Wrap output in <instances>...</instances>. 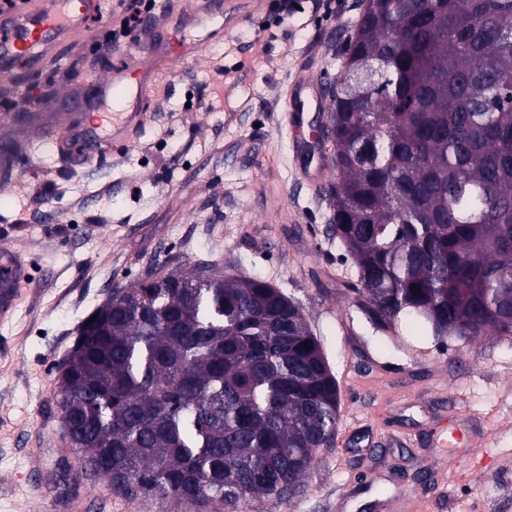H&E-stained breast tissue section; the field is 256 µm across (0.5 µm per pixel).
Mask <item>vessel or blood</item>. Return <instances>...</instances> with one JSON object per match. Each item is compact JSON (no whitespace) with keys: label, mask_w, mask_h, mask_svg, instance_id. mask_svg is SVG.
Returning a JSON list of instances; mask_svg holds the SVG:
<instances>
[{"label":"vessel or blood","mask_w":512,"mask_h":512,"mask_svg":"<svg viewBox=\"0 0 512 512\" xmlns=\"http://www.w3.org/2000/svg\"><path fill=\"white\" fill-rule=\"evenodd\" d=\"M102 0H38L36 7L0 15V68L9 70L25 65L30 73L40 71L43 59L71 40L85 25L86 19L101 7ZM237 0H203L202 4L186 11L185 21L201 24L202 20L233 18ZM157 28L149 24L144 37L123 63L112 72L93 77L100 97L108 103L116 102L121 112L110 131H102L100 124L90 121L86 113H78L62 126H51L43 133L50 142L58 160L66 166H89L102 162L111 155L113 147L131 143L132 134L151 117L147 92L156 78V71L146 65L149 57L167 56L178 62L195 52L196 42L181 35H171L166 44H158ZM325 101L310 81L302 80L289 88L283 104L288 114V127L293 131V152L303 159L313 177L326 179L329 167L316 151L317 133L313 113L323 111ZM30 263L12 243L0 239V322L11 317L15 303L30 276Z\"/></svg>","instance_id":"vessel-or-blood-1"}]
</instances>
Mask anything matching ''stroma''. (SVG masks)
<instances>
[{
	"instance_id": "obj_1",
	"label": "stroma",
	"mask_w": 512,
	"mask_h": 512,
	"mask_svg": "<svg viewBox=\"0 0 512 512\" xmlns=\"http://www.w3.org/2000/svg\"><path fill=\"white\" fill-rule=\"evenodd\" d=\"M128 3L109 0L29 82L34 120L15 125L0 111V144L40 156L0 170V236L34 262L0 324V512H185L90 484L53 405L78 327L113 289L200 264L276 285L302 309L339 382L334 446L318 450L294 489L250 512H395L418 495L420 512H512V336L399 341L374 330L352 259L326 231L328 188L302 181L282 132L290 83L336 75L361 0L318 11L299 0L282 21L240 5L243 21L159 75L152 117L129 151L65 168L40 128L95 103L90 78L114 57L99 50V29ZM456 425L467 446L441 447Z\"/></svg>"
}]
</instances>
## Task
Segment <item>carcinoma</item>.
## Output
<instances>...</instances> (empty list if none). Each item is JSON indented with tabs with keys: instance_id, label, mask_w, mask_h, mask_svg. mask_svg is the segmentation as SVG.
Listing matches in <instances>:
<instances>
[{
	"instance_id": "carcinoma-1",
	"label": "carcinoma",
	"mask_w": 512,
	"mask_h": 512,
	"mask_svg": "<svg viewBox=\"0 0 512 512\" xmlns=\"http://www.w3.org/2000/svg\"><path fill=\"white\" fill-rule=\"evenodd\" d=\"M329 82V224L374 324L512 335V0H363ZM118 289L78 328L55 414L126 498L248 512L333 446L340 389L302 310L259 277Z\"/></svg>"
}]
</instances>
